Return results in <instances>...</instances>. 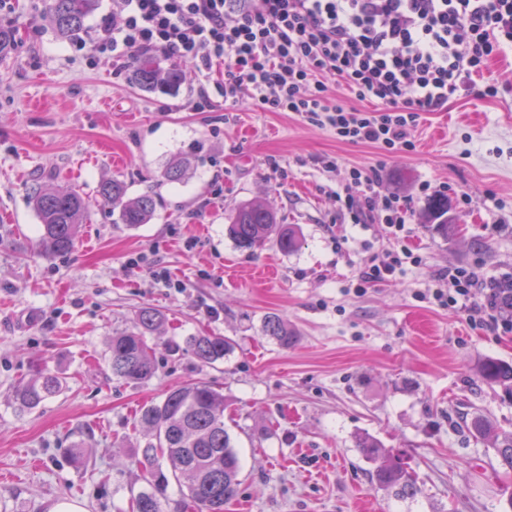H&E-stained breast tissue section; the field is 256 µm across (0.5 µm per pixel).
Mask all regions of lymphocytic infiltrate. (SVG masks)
<instances>
[{"label":"lymphocytic infiltrate","instance_id":"obj_1","mask_svg":"<svg viewBox=\"0 0 512 512\" xmlns=\"http://www.w3.org/2000/svg\"><path fill=\"white\" fill-rule=\"evenodd\" d=\"M112 13L119 57L158 48L202 73L223 61L225 110L247 99L261 112H291L382 158L414 151L422 115L469 91L473 75L512 49V0H112ZM335 83L376 108L337 100ZM381 181L379 168H352L336 200L352 223L402 232L409 216ZM411 256L405 247L372 256L356 292L396 278ZM445 278L448 287L432 291L440 306L488 314L473 300L472 271Z\"/></svg>","mask_w":512,"mask_h":512}]
</instances>
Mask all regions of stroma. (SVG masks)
Here are the masks:
<instances>
[{"mask_svg":"<svg viewBox=\"0 0 512 512\" xmlns=\"http://www.w3.org/2000/svg\"><path fill=\"white\" fill-rule=\"evenodd\" d=\"M41 5L0 7V26L19 31L0 57V512H50L61 501L132 512L143 474L118 465L144 441L136 411L199 379L223 391L243 461L224 512H512V470L469 426L480 416L497 435L512 433V403L477 373L488 357L512 362V330L427 297L459 266L484 283L512 274V51L488 64L496 97H483L476 78L423 116L415 151L382 161V192L410 213L400 243L421 261L360 295L368 259L400 244L386 225L351 223L336 200L351 167L379 162L374 148L247 100L225 111L220 65L205 77L187 68L173 91L143 90L131 63L112 55V0H99L72 40L41 19ZM176 155L191 169L171 183L162 172ZM35 175L91 201L119 178L128 198L153 194L156 216L130 227L96 207L71 254L37 255ZM423 183L443 191L459 235L427 224ZM253 199L295 226L296 250L236 247L230 214ZM139 253L148 263L129 265ZM155 265L176 287L153 277ZM146 307L168 321L156 376L134 387L113 377L108 342ZM270 314L296 332L294 345L265 336ZM201 333L231 340L223 361L168 351ZM36 363L64 372L67 385L27 411L13 389ZM364 434L402 454L414 499L376 487L355 445ZM81 439L87 458L77 465L70 444Z\"/></svg>","mask_w":512,"mask_h":512,"instance_id":"1","label":"stroma"}]
</instances>
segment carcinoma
Listing matches in <instances>:
<instances>
[{
  "label": "carcinoma",
  "mask_w": 512,
  "mask_h": 512,
  "mask_svg": "<svg viewBox=\"0 0 512 512\" xmlns=\"http://www.w3.org/2000/svg\"><path fill=\"white\" fill-rule=\"evenodd\" d=\"M96 6L97 0H46L45 17L60 37H72L83 29L85 19ZM134 78L146 90L176 89L182 83L183 70L176 63L164 64L151 51H141L136 57ZM189 165L188 157L176 155L168 161L163 177L178 182L186 176ZM126 194L124 181L107 179L101 183L98 204L119 211L124 224L149 223L156 211L154 197L142 194L128 200ZM29 197L41 224L39 251L49 257L72 252L90 203L74 189L45 188L37 182L29 188ZM227 234L238 247L250 251L263 247L272 238L283 252H291L299 245L295 229L279 223L275 211L257 200L234 209ZM487 287L489 301L512 314V275L493 280ZM166 319L163 312L145 308L135 329L113 334L108 345L113 376L139 385L155 375L148 336L157 332ZM263 331L284 347L295 341L278 316H267ZM229 349L230 343L224 337L207 334L189 337L184 347L204 365L224 360ZM477 371L483 382L499 387L502 398L512 401V363L486 358ZM65 387V377L40 364L15 386L13 399L20 409L33 410ZM138 422L144 428L146 443L131 464L143 472L146 488L132 500L135 512H224V505L238 495L242 464L224 424L223 391L204 381L174 387L161 401L143 406ZM356 447L373 465L371 476L378 489L401 499L414 497L416 480L401 455L369 435L358 437ZM494 450L501 464L512 470V435L496 442ZM172 482L186 489L175 506L166 496Z\"/></svg>",
  "instance_id": "obj_1"
}]
</instances>
